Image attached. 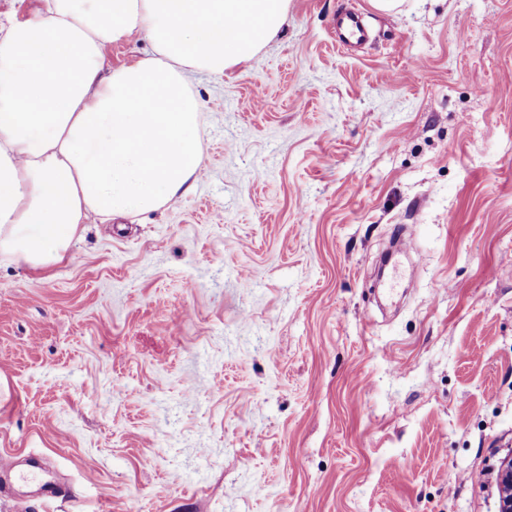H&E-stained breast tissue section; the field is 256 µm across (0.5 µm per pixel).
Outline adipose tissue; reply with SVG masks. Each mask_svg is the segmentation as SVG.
I'll use <instances>...</instances> for the list:
<instances>
[{
    "instance_id": "obj_1",
    "label": "adipose tissue",
    "mask_w": 512,
    "mask_h": 512,
    "mask_svg": "<svg viewBox=\"0 0 512 512\" xmlns=\"http://www.w3.org/2000/svg\"><path fill=\"white\" fill-rule=\"evenodd\" d=\"M289 0H39L0 17V260L46 269L90 216L156 211L203 161L189 73L253 60ZM146 55L106 69L107 45Z\"/></svg>"
}]
</instances>
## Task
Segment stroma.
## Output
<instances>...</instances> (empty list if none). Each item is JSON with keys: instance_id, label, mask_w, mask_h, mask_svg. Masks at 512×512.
Segmentation results:
<instances>
[{"instance_id": "1", "label": "stroma", "mask_w": 512, "mask_h": 512, "mask_svg": "<svg viewBox=\"0 0 512 512\" xmlns=\"http://www.w3.org/2000/svg\"><path fill=\"white\" fill-rule=\"evenodd\" d=\"M191 89L186 195L0 262V458L63 485L27 512H497L512 0H290ZM367 36V30L358 15L344 18L338 23L335 31L336 48L347 50L352 43L362 41Z\"/></svg>"}]
</instances>
